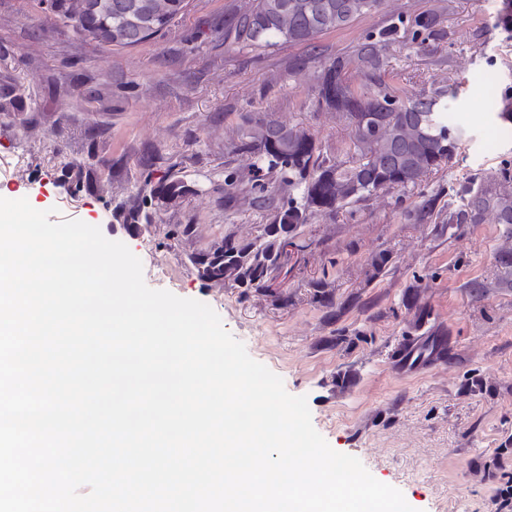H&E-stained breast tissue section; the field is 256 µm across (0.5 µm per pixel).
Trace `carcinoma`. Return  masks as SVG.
Listing matches in <instances>:
<instances>
[{
  "instance_id": "carcinoma-1",
  "label": "carcinoma",
  "mask_w": 512,
  "mask_h": 512,
  "mask_svg": "<svg viewBox=\"0 0 512 512\" xmlns=\"http://www.w3.org/2000/svg\"><path fill=\"white\" fill-rule=\"evenodd\" d=\"M386 0H250L232 15L224 41L239 48L269 49L282 42L305 45L311 60L292 69L305 75L323 112L348 129L339 148L343 158L324 156L322 144L300 123L273 115L236 113L237 138L230 153L247 157L244 171L224 169V208L237 206L242 184L256 196L249 205L270 211L272 220L252 239L224 238L222 244L189 255L203 281L222 279L234 288H269L271 274L284 255L282 237L295 239L320 212L335 213L389 190L415 194L408 211L418 223L433 216L437 198L425 192L430 176L460 156L467 130L452 121L448 100L457 89L412 93L390 68L388 46L394 29L369 32L348 53L322 55L318 39L350 27L380 9ZM98 0H55L51 21L77 36L110 48H135L168 30L184 14L188 0H112L95 10ZM439 10L414 20V37L436 34ZM35 111L16 88H0V112ZM135 197L171 207L192 189L169 172L154 178L147 171L134 184ZM512 225V161L497 176L471 183L460 204L448 209V224Z\"/></svg>"
}]
</instances>
